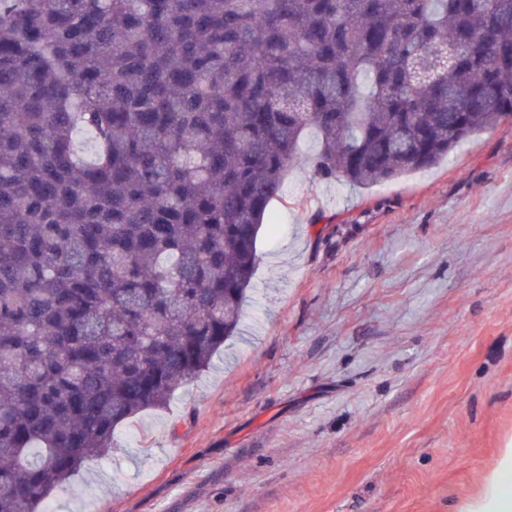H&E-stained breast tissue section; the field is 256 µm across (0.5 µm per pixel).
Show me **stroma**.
<instances>
[{"label":"stroma","mask_w":512,"mask_h":512,"mask_svg":"<svg viewBox=\"0 0 512 512\" xmlns=\"http://www.w3.org/2000/svg\"><path fill=\"white\" fill-rule=\"evenodd\" d=\"M239 333L55 512H464L512 442V124L353 187L288 174Z\"/></svg>","instance_id":"1"}]
</instances>
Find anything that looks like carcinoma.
<instances>
[{
    "label": "carcinoma",
    "mask_w": 512,
    "mask_h": 512,
    "mask_svg": "<svg viewBox=\"0 0 512 512\" xmlns=\"http://www.w3.org/2000/svg\"><path fill=\"white\" fill-rule=\"evenodd\" d=\"M512 115V0H0V512L238 330L288 171L367 187Z\"/></svg>",
    "instance_id": "carcinoma-1"
}]
</instances>
